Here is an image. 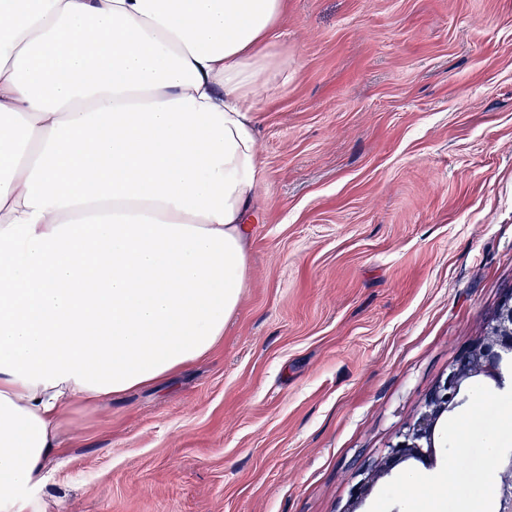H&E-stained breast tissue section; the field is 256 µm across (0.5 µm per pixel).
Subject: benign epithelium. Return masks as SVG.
Here are the masks:
<instances>
[{
  "mask_svg": "<svg viewBox=\"0 0 512 512\" xmlns=\"http://www.w3.org/2000/svg\"><path fill=\"white\" fill-rule=\"evenodd\" d=\"M512 355V290L501 299L488 320L484 335L463 349L449 367L446 378L426 396L416 420L402 432L396 443L374 470L355 485L357 496L364 495L371 483L401 459L415 457L434 447V428L439 418L462 403L464 383L480 375L494 376L504 356ZM499 512H512V455L502 461L496 478Z\"/></svg>",
  "mask_w": 512,
  "mask_h": 512,
  "instance_id": "obj_1",
  "label": "benign epithelium"
}]
</instances>
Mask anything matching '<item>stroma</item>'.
<instances>
[{"instance_id":"35a3bbf8","label":"stroma","mask_w":512,"mask_h":512,"mask_svg":"<svg viewBox=\"0 0 512 512\" xmlns=\"http://www.w3.org/2000/svg\"><path fill=\"white\" fill-rule=\"evenodd\" d=\"M278 34L223 342L75 411L26 512H498L507 360L353 488L512 290V0H287Z\"/></svg>"}]
</instances>
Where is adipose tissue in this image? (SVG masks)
Here are the masks:
<instances>
[{
    "instance_id": "ef3b65f1",
    "label": "adipose tissue",
    "mask_w": 512,
    "mask_h": 512,
    "mask_svg": "<svg viewBox=\"0 0 512 512\" xmlns=\"http://www.w3.org/2000/svg\"><path fill=\"white\" fill-rule=\"evenodd\" d=\"M284 0H0V512L235 315Z\"/></svg>"
}]
</instances>
